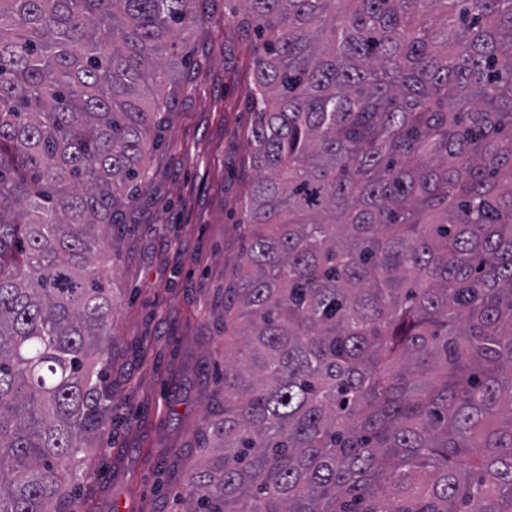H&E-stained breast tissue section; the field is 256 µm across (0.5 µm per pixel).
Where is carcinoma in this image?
Returning a JSON list of instances; mask_svg holds the SVG:
<instances>
[{
  "mask_svg": "<svg viewBox=\"0 0 512 512\" xmlns=\"http://www.w3.org/2000/svg\"><path fill=\"white\" fill-rule=\"evenodd\" d=\"M198 2L0 0V512H78ZM232 18L257 174L184 512H512V0Z\"/></svg>",
  "mask_w": 512,
  "mask_h": 512,
  "instance_id": "1",
  "label": "carcinoma"
}]
</instances>
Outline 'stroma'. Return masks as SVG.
<instances>
[{"mask_svg": "<svg viewBox=\"0 0 512 512\" xmlns=\"http://www.w3.org/2000/svg\"><path fill=\"white\" fill-rule=\"evenodd\" d=\"M237 0H201L177 92L128 212L112 269V424L83 512H180V474L224 367V281L243 240L237 202L254 175L248 98L253 36Z\"/></svg>", "mask_w": 512, "mask_h": 512, "instance_id": "1", "label": "stroma"}]
</instances>
